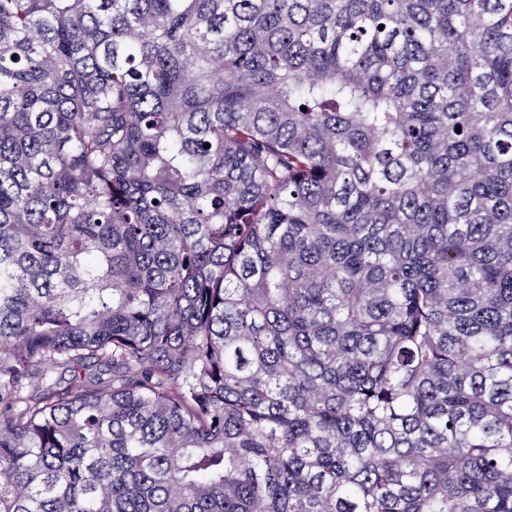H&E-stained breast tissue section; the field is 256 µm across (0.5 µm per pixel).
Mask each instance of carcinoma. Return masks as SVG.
<instances>
[{"label": "carcinoma", "mask_w": 512, "mask_h": 512, "mask_svg": "<svg viewBox=\"0 0 512 512\" xmlns=\"http://www.w3.org/2000/svg\"><path fill=\"white\" fill-rule=\"evenodd\" d=\"M0 512H512V0H0Z\"/></svg>", "instance_id": "obj_1"}]
</instances>
